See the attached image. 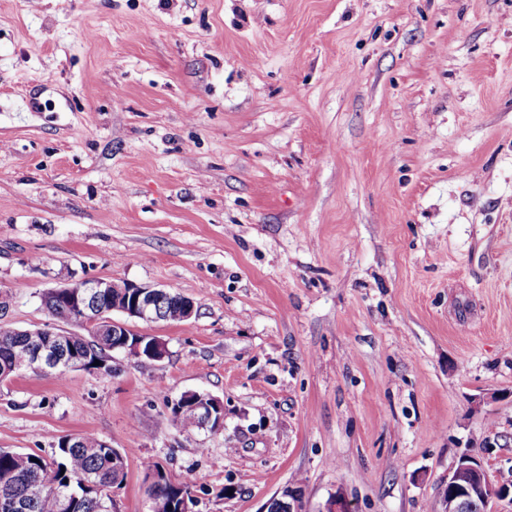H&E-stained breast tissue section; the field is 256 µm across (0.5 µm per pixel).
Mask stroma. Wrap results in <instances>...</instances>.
I'll return each instance as SVG.
<instances>
[{
    "mask_svg": "<svg viewBox=\"0 0 512 512\" xmlns=\"http://www.w3.org/2000/svg\"><path fill=\"white\" fill-rule=\"evenodd\" d=\"M150 284L157 361L0 382V448L128 449L193 512H438L512 482V0H0V292ZM199 391L224 429L182 431ZM509 495L512 496L511 487L493 484L482 462L463 454L448 472V489L440 512H487L494 499ZM300 493L296 488H284L266 504V512H299Z\"/></svg>",
    "mask_w": 512,
    "mask_h": 512,
    "instance_id": "obj_1",
    "label": "stroma"
}]
</instances>
